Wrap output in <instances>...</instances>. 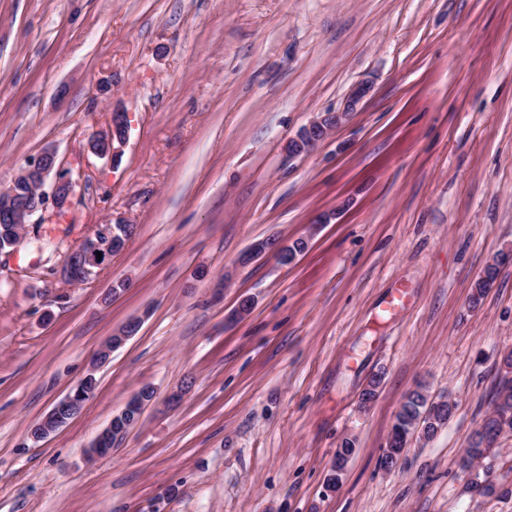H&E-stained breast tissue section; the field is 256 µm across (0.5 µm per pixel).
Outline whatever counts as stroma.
Wrapping results in <instances>:
<instances>
[{
  "mask_svg": "<svg viewBox=\"0 0 512 512\" xmlns=\"http://www.w3.org/2000/svg\"><path fill=\"white\" fill-rule=\"evenodd\" d=\"M361 81L348 122L285 152ZM115 107L114 163L89 140ZM47 146L75 187L62 223L36 213L0 253V512H512L461 468L512 349V261L469 303L512 248V0H0V188ZM117 221L124 250L68 282L66 255ZM270 237L308 248L238 265ZM90 371L82 414L32 442ZM421 382L454 412L385 471Z\"/></svg>",
  "mask_w": 512,
  "mask_h": 512,
  "instance_id": "stroma-1",
  "label": "stroma"
}]
</instances>
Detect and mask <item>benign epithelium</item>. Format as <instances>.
I'll use <instances>...</instances> for the list:
<instances>
[{
    "mask_svg": "<svg viewBox=\"0 0 512 512\" xmlns=\"http://www.w3.org/2000/svg\"><path fill=\"white\" fill-rule=\"evenodd\" d=\"M370 92V85L361 81L349 90L342 110L319 114L309 121L294 137L289 139L286 151L292 156L311 152L329 132L335 127L345 123L359 103ZM126 113L112 110L111 124L107 131L95 135L90 144L91 151L101 157L112 161L120 154V148L127 137ZM73 191V184L67 173L61 169L55 148L48 146L38 155L27 161L11 182V190H0V223L1 224H29L31 216L48 207L59 211L68 204ZM114 232V225L107 224L95 236L85 239L67 257L65 263L66 274L70 281L80 283L85 281L93 269L104 265L111 257L110 241ZM102 258H97V253ZM266 254H272L283 265L288 260L282 258L281 244L268 239L255 242L243 252L238 259L241 264H247ZM130 339L128 326L107 337L98 350L93 366L105 362L113 349L122 346ZM94 371H89L82 381L62 398L51 411L35 425L37 440H42L66 424L64 415L78 416L84 407L85 394L89 386L94 384ZM112 451V426H107L100 432L92 445V454L96 456L107 455ZM347 462L335 455L331 464V474L327 487L335 489L341 482Z\"/></svg>",
    "mask_w": 512,
    "mask_h": 512,
    "instance_id": "benign-epithelium-1",
    "label": "benign epithelium"
}]
</instances>
